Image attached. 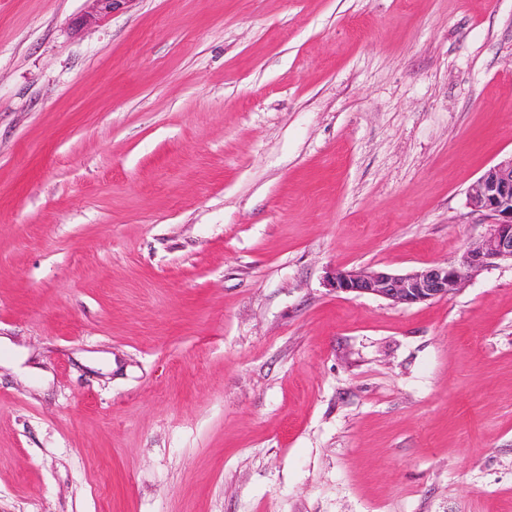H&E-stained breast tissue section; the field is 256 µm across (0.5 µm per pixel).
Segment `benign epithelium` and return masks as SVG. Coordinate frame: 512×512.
Segmentation results:
<instances>
[{
	"label": "benign epithelium",
	"instance_id": "benign-epithelium-1",
	"mask_svg": "<svg viewBox=\"0 0 512 512\" xmlns=\"http://www.w3.org/2000/svg\"><path fill=\"white\" fill-rule=\"evenodd\" d=\"M91 11L75 23L79 29L99 22L130 0H91ZM468 205L487 230L457 264L438 263L405 274L380 268H338L329 285L355 296L375 295L394 304L413 305L446 298L467 279L500 260H512V156L486 170L468 191Z\"/></svg>",
	"mask_w": 512,
	"mask_h": 512
}]
</instances>
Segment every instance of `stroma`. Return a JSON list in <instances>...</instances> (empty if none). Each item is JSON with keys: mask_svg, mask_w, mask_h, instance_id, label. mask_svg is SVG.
Returning <instances> with one entry per match:
<instances>
[{"mask_svg": "<svg viewBox=\"0 0 512 512\" xmlns=\"http://www.w3.org/2000/svg\"><path fill=\"white\" fill-rule=\"evenodd\" d=\"M0 0V512H512V0ZM92 2L91 11L75 23L76 30L90 22H99L124 7L130 0H88ZM468 205L487 230L459 264L438 263L405 274L380 268H336L329 285L337 292L375 295L413 305L446 298L467 279L496 261H512V155L486 170L468 191Z\"/></svg>", "mask_w": 512, "mask_h": 512, "instance_id": "35a3bbf8", "label": "stroma"}]
</instances>
